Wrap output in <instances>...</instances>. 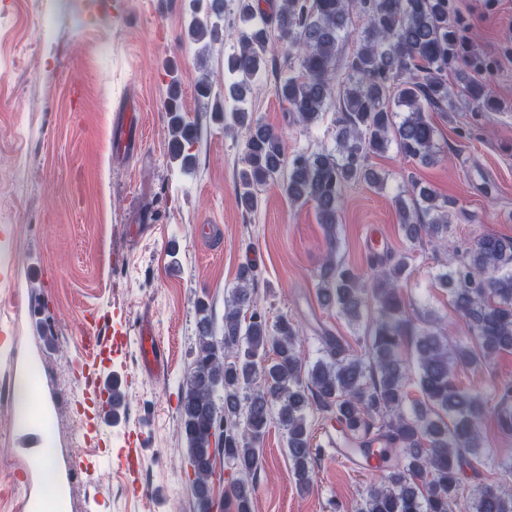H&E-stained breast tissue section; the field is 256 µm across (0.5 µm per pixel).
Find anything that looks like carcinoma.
Returning a JSON list of instances; mask_svg holds the SVG:
<instances>
[{
    "label": "carcinoma",
    "instance_id": "cac0c4a2",
    "mask_svg": "<svg viewBox=\"0 0 512 512\" xmlns=\"http://www.w3.org/2000/svg\"><path fill=\"white\" fill-rule=\"evenodd\" d=\"M224 0L193 10L187 34L201 44L218 40ZM363 21L353 33V18ZM237 47L225 69L231 77L214 111L224 131L244 134L237 203L246 214L262 204L259 187L277 181L293 203L313 204L328 244L317 274L320 304L353 332L340 341L326 332L311 337L317 356H302L301 326L286 316L269 322L255 297L258 274L240 268L224 308L223 336L216 338L202 307L198 349L181 397L180 416L193 469L191 490L199 512H252L260 445L272 423L283 430L300 489L313 482L309 416L336 421L346 441L371 459L381 483L371 487L359 512H512V493L499 484L470 487L466 470L485 465L490 451L480 425L490 416L512 432V379L489 390L461 385L460 369L488 365L512 352V239L480 236L451 247L454 203L408 179L394 198L400 229L411 243L452 248L439 275L469 338L449 341L431 315L404 293L415 256L401 252L382 261L369 255L366 279L337 259V231L344 190L383 184L369 164L392 142L407 158L438 161L437 127L431 113L448 111L463 97L486 111L491 97L468 71L448 66L459 58L460 38L448 0H238ZM353 38L337 80L341 43ZM298 67L277 63L275 49ZM274 76L275 92L295 121L317 124L336 106L335 145L287 154L281 135L246 107L254 86ZM169 150L194 166L186 146L197 129L180 115L171 82ZM417 397H409V390ZM231 470L224 497L211 481L217 457Z\"/></svg>",
    "mask_w": 512,
    "mask_h": 512
}]
</instances>
